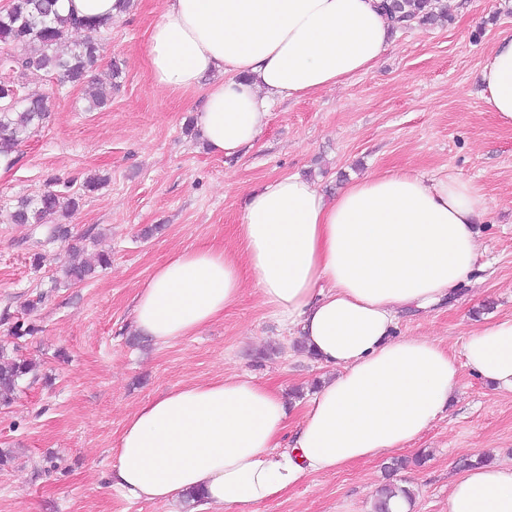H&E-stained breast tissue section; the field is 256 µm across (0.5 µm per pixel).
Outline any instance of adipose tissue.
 <instances>
[{
    "label": "adipose tissue",
    "instance_id": "ef3b65f1",
    "mask_svg": "<svg viewBox=\"0 0 512 512\" xmlns=\"http://www.w3.org/2000/svg\"><path fill=\"white\" fill-rule=\"evenodd\" d=\"M380 0H165L148 69L173 94L202 92L200 137L227 157L252 146L274 99L304 98L375 67L392 25ZM89 25L121 0H58ZM486 111L512 127V34L481 70ZM480 187L450 169L377 171L327 196L297 175L247 198L238 246L173 254L141 288L137 331L164 346L223 316L250 271L263 305L332 376L305 404L289 445L282 392L247 374L164 391L128 417L109 483L132 502L201 494L218 512H255L307 476L407 448L460 386L447 349L398 332V314L454 295L479 268ZM467 367L512 395V317L480 325ZM448 512H512V467L462 472Z\"/></svg>",
    "mask_w": 512,
    "mask_h": 512
}]
</instances>
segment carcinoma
<instances>
[{
	"label": "carcinoma",
	"mask_w": 512,
	"mask_h": 512,
	"mask_svg": "<svg viewBox=\"0 0 512 512\" xmlns=\"http://www.w3.org/2000/svg\"><path fill=\"white\" fill-rule=\"evenodd\" d=\"M440 0H383L382 9L395 27L402 28L415 22L432 25L440 18ZM78 26L77 19L62 15L57 0H13L12 6L0 12V44L10 49L7 56L16 60L20 72L44 71L56 74L69 83H82L92 72L99 57V46L92 41L74 45L65 55L57 53ZM16 84L0 80V154L16 152L46 118L52 94L21 97L13 91ZM79 206L78 198L66 197L51 188L37 199H19L11 214L16 224H39L47 215L69 214ZM110 262V256L88 250V257L79 263L63 266L65 278L76 284L85 281L96 268ZM32 372L26 360L8 356L0 348V399L9 402V396L19 382ZM396 497L411 499L409 489L394 483L380 487L373 499L372 512H391Z\"/></svg>",
	"instance_id": "carcinoma-1"
}]
</instances>
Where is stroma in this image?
Listing matches in <instances>:
<instances>
[{
  "label": "stroma",
  "instance_id": "stroma-1",
  "mask_svg": "<svg viewBox=\"0 0 512 512\" xmlns=\"http://www.w3.org/2000/svg\"><path fill=\"white\" fill-rule=\"evenodd\" d=\"M448 17L392 34L368 73L304 99L275 103L257 141L237 156L210 151L188 131L198 101L156 86L148 34L164 0H134L125 15L93 32L100 60L91 82L58 84L42 72L19 78L27 95L56 89L50 116L18 151L0 181V347L35 368L0 405V512H193L186 500L130 502L106 473L126 419L163 391L247 373L281 390L291 406L290 441L306 401L327 376L263 306L252 278L239 300L193 336L157 347L133 325V299L169 257L188 247L236 248L250 191L300 175L336 194L388 169L430 174L449 168L482 189L488 214L477 225L481 270L451 300L405 313L400 332L426 336L460 366L461 388L445 415L401 453L397 473L411 487L410 512H448V488L484 452L512 465V396L464 365L476 327L512 316V127L483 105L480 69L501 33L512 32V0H445ZM119 77H112V65ZM112 99L89 110L92 83ZM97 174L104 183L86 192ZM79 196L66 240L45 244L44 229L16 224L11 208L37 198L49 178ZM97 240L111 264L79 284L59 270L72 248ZM36 325L16 337L17 323ZM428 453L415 465L419 453ZM388 475L385 460L314 473L257 512H370Z\"/></svg>",
  "mask_w": 512,
  "mask_h": 512
}]
</instances>
